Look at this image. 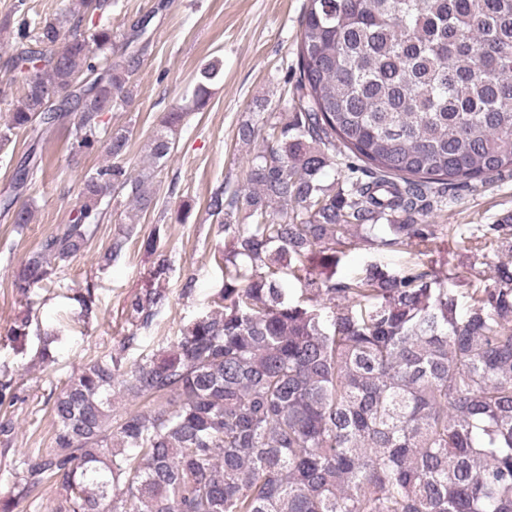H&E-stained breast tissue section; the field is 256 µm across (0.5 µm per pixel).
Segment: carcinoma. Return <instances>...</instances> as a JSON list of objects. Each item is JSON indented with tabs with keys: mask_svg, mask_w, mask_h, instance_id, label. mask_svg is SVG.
Listing matches in <instances>:
<instances>
[{
	"mask_svg": "<svg viewBox=\"0 0 512 512\" xmlns=\"http://www.w3.org/2000/svg\"><path fill=\"white\" fill-rule=\"evenodd\" d=\"M111 10L112 0H72L24 23L5 61L14 76L0 94L15 83L22 93L0 148L18 131L44 142L74 113L73 145L112 158L85 175L69 223L21 264L14 285L25 294L85 250L117 191L128 223L99 264L121 256L154 205L156 169L223 71L217 56L199 69L188 105L150 138L147 165L129 171L128 127L101 138L140 63L136 51L112 57ZM90 13L98 22L84 36ZM298 70L288 121L241 128L243 143L262 142L245 184L208 200L228 238L215 258L217 308L158 357L124 371L112 356L72 374L53 400L54 447L23 460L15 500L51 482V512H512V260L485 255L492 244L512 253V215L454 241L467 274L491 281L464 314L448 288L456 272L370 265L336 278L359 244L431 250L452 231L428 223L448 191L512 170V0H308ZM79 83L58 105L45 99ZM41 163L27 153L0 195L17 227L33 222L32 204L17 201ZM328 167L341 185L322 184ZM243 209L252 223H237ZM282 268L301 285L296 302L275 278ZM74 300L91 316L93 288ZM163 301L141 289L126 321L147 326ZM30 336L44 356L57 333L28 314L7 339ZM114 392L153 407L118 414Z\"/></svg>",
	"mask_w": 512,
	"mask_h": 512,
	"instance_id": "obj_1",
	"label": "carcinoma"
}]
</instances>
